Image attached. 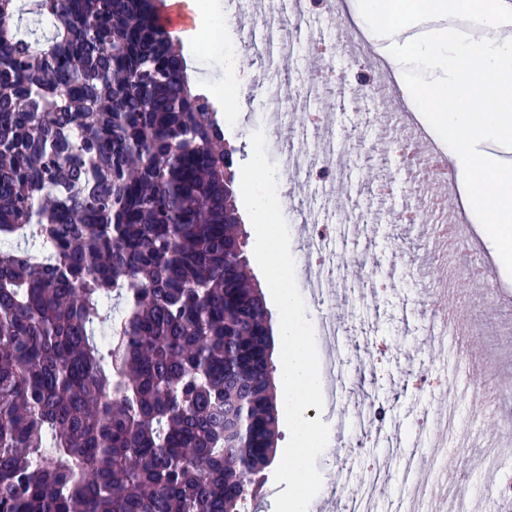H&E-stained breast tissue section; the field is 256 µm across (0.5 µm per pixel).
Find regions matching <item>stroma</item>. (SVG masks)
<instances>
[{
	"mask_svg": "<svg viewBox=\"0 0 512 512\" xmlns=\"http://www.w3.org/2000/svg\"><path fill=\"white\" fill-rule=\"evenodd\" d=\"M290 10L291 0H275L269 23L257 28L258 37L269 49L261 60L246 65L248 78L238 90L234 119L224 126L225 139L236 148L235 166L249 160L251 135L263 126L262 101L268 78L283 80L285 89L296 91L306 73L315 66L311 46L337 40V22L314 14L309 25L299 31L288 54H281L280 20ZM237 34L236 24H229L224 31L225 46L219 50L201 42L195 29L180 38L194 86L213 93L220 111L225 108L224 98L219 94L225 84L224 49L232 45ZM346 98V92L338 88L313 93L281 119L282 137L300 143L304 152L314 155L320 152L322 144L307 137V115L331 105V112L325 113L332 128L330 140L336 148L335 160L349 173L348 181L332 190L309 182L300 172L283 179L278 197L290 229L291 252L297 270H304L306 228L299 221V211L303 206H311L320 222L334 227L333 249L337 262H352L361 254H369L373 260L369 268L373 279L392 282L394 293L374 304L360 285L337 282L333 285V295L325 296L322 303L307 305L306 317L315 325L322 319L335 317L338 311L346 313L340 323L337 345H330L322 338L317 341L319 353L337 360L344 385L338 388L333 400L325 401L323 409L310 407L304 412L306 419H322L330 429L328 446L316 461L323 485L311 501L309 512H342L345 493L359 487L371 457L378 459L389 474L376 503L377 512H398L400 499L408 494L405 457L398 446L410 442L418 445L417 470L438 477L435 444L440 441L441 433L416 432L414 419L427 408L442 412L448 409L446 392L436 388L417 396L407 387L406 380L422 369L452 370L457 352L450 344L445 345L443 352H436L423 313L422 290L432 291L433 302L443 303L438 289L444 277L431 275L421 283L415 279L416 261L427 255V227L399 220L405 207L418 205L408 185H399L395 196L383 205L377 222L364 224L343 219L350 204L364 208L375 203L381 173L398 166V158L390 152L386 141L399 135L398 128L384 132L375 126L370 100H362L358 110L353 111L345 107ZM496 281L512 288V277L497 265L491 269L488 283L478 284L474 291L467 293L462 304L464 324L474 340L481 343L482 350L472 359L473 383L464 390L465 401L456 419L476 422L479 448L465 463L447 471L448 477L464 479L471 488L482 490L494 479L484 449L512 450V422L485 413L488 393L484 380H491L492 387L512 392V298L505 294L493 296L492 284ZM361 404L370 410L384 409L381 436L373 447L366 449L364 456L351 458L348 467L337 468L336 452L355 430L358 423L355 409Z\"/></svg>",
	"mask_w": 512,
	"mask_h": 512,
	"instance_id": "35a3bbf8",
	"label": "stroma"
}]
</instances>
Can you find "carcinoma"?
<instances>
[{
    "instance_id": "obj_1",
    "label": "carcinoma",
    "mask_w": 512,
    "mask_h": 512,
    "mask_svg": "<svg viewBox=\"0 0 512 512\" xmlns=\"http://www.w3.org/2000/svg\"><path fill=\"white\" fill-rule=\"evenodd\" d=\"M155 0H0V512H249L278 434L234 149Z\"/></svg>"
}]
</instances>
